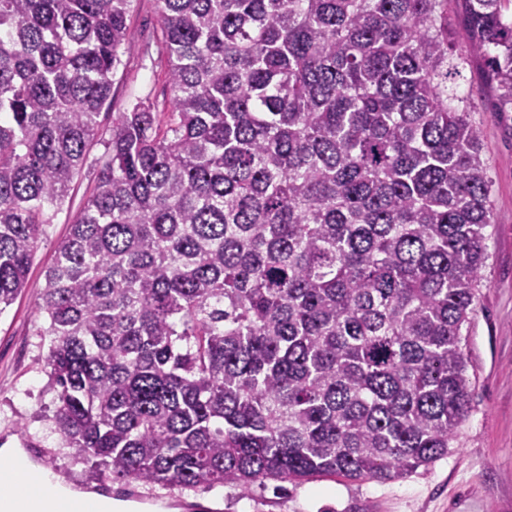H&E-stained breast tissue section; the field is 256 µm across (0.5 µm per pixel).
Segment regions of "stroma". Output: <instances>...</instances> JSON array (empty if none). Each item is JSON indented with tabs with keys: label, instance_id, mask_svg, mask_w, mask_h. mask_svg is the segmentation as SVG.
<instances>
[{
	"label": "stroma",
	"instance_id": "stroma-1",
	"mask_svg": "<svg viewBox=\"0 0 512 512\" xmlns=\"http://www.w3.org/2000/svg\"><path fill=\"white\" fill-rule=\"evenodd\" d=\"M162 41L156 0H132L127 40L119 50L121 63L99 117V133L46 228L26 288L0 313V445H17L33 436L75 485L92 483L93 478L57 451L45 351L37 334L44 321L38 302L57 244L95 190L96 161L112 135L113 119L137 105L155 112L171 108L168 63L158 51ZM482 68L481 60H472L458 92L477 106L472 118L489 166L494 222L463 345L471 399L455 448L404 479H324L289 487L282 496L270 488L247 496L228 488L220 495L196 494V501L223 502L224 512H512V112L499 111L495 91L482 81Z\"/></svg>",
	"mask_w": 512,
	"mask_h": 512
}]
</instances>
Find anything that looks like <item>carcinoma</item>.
Wrapping results in <instances>:
<instances>
[{
    "label": "carcinoma",
    "mask_w": 512,
    "mask_h": 512,
    "mask_svg": "<svg viewBox=\"0 0 512 512\" xmlns=\"http://www.w3.org/2000/svg\"><path fill=\"white\" fill-rule=\"evenodd\" d=\"M131 0H0V312L99 128ZM157 0L172 108L122 112L37 330L74 463L149 494L392 480L469 412L512 0Z\"/></svg>",
    "instance_id": "obj_1"
}]
</instances>
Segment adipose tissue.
<instances>
[{
  "label": "adipose tissue",
  "mask_w": 512,
  "mask_h": 512,
  "mask_svg": "<svg viewBox=\"0 0 512 512\" xmlns=\"http://www.w3.org/2000/svg\"><path fill=\"white\" fill-rule=\"evenodd\" d=\"M0 461L15 473L9 496L0 498V512H53L61 491L54 474L38 470L22 449L10 444L0 447Z\"/></svg>",
  "instance_id": "1"
}]
</instances>
